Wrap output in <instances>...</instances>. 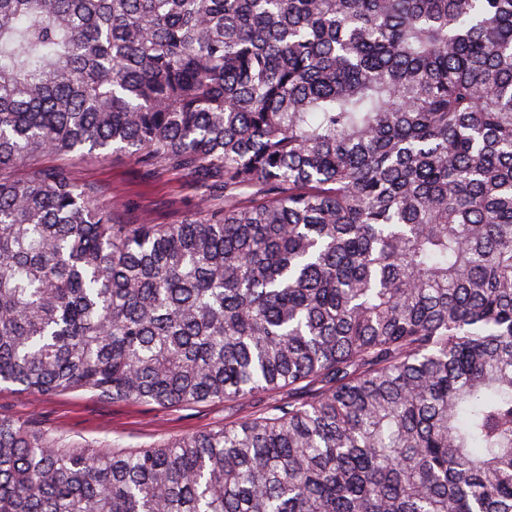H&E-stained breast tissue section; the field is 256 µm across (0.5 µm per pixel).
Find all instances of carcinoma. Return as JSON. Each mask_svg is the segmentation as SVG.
Returning <instances> with one entry per match:
<instances>
[{"mask_svg":"<svg viewBox=\"0 0 512 512\" xmlns=\"http://www.w3.org/2000/svg\"><path fill=\"white\" fill-rule=\"evenodd\" d=\"M191 175L117 224L62 166ZM190 405L140 448L0 417V512H512V0H0V384Z\"/></svg>","mask_w":512,"mask_h":512,"instance_id":"1","label":"carcinoma"}]
</instances>
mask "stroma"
<instances>
[{
    "label": "stroma",
    "instance_id": "obj_1",
    "mask_svg": "<svg viewBox=\"0 0 512 512\" xmlns=\"http://www.w3.org/2000/svg\"><path fill=\"white\" fill-rule=\"evenodd\" d=\"M58 163L95 192L97 203L111 209L116 223H177L197 212L202 191L184 172L145 166L122 154L106 159L62 157ZM266 405V400L254 398L161 407L153 403L106 402L91 391L42 398L0 386V415L33 420L67 439L112 448H137L217 429L224 423L260 414Z\"/></svg>",
    "mask_w": 512,
    "mask_h": 512
}]
</instances>
